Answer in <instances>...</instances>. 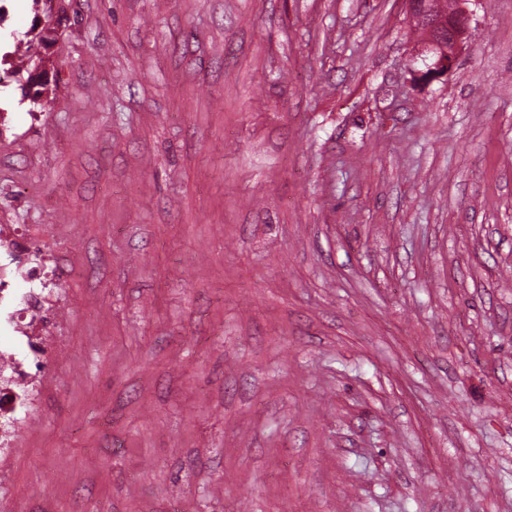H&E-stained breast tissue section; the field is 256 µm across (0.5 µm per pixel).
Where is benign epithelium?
<instances>
[{"instance_id":"benign-epithelium-1","label":"benign epithelium","mask_w":512,"mask_h":512,"mask_svg":"<svg viewBox=\"0 0 512 512\" xmlns=\"http://www.w3.org/2000/svg\"><path fill=\"white\" fill-rule=\"evenodd\" d=\"M466 2L468 0H458L453 10L446 11L439 0H405L408 16L427 36L418 51L423 64L417 71L420 79L430 82L448 73L456 64L471 23V14L464 7Z\"/></svg>"}]
</instances>
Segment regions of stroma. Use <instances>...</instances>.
Segmentation results:
<instances>
[{
	"instance_id": "stroma-1",
	"label": "stroma",
	"mask_w": 512,
	"mask_h": 512,
	"mask_svg": "<svg viewBox=\"0 0 512 512\" xmlns=\"http://www.w3.org/2000/svg\"><path fill=\"white\" fill-rule=\"evenodd\" d=\"M468 9L421 84L404 0H74L0 92L62 286L0 512H512V0Z\"/></svg>"
}]
</instances>
